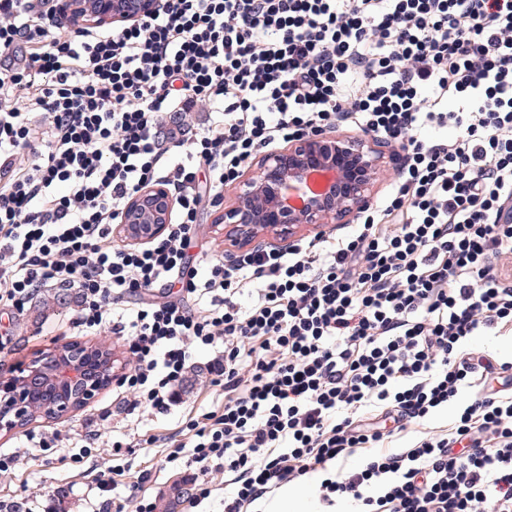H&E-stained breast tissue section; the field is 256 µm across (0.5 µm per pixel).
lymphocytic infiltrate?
Segmentation results:
<instances>
[{"label":"lymphocytic infiltrate","instance_id":"1","mask_svg":"<svg viewBox=\"0 0 512 512\" xmlns=\"http://www.w3.org/2000/svg\"><path fill=\"white\" fill-rule=\"evenodd\" d=\"M57 10L0 0V306L76 289L75 328L129 339L132 411L178 404L192 346L222 345L209 368L224 401L186 428L196 498L222 470L224 512L365 448L362 467L321 481L324 502L512 512V362L464 347L512 330L499 274L512 256V0H163L123 27L70 31ZM201 101V127L167 126ZM339 120L404 154L357 232L191 268L202 196L221 202L253 154ZM449 126L453 138L420 136ZM149 184L176 196V217L148 244L115 245ZM175 282L177 298L151 300ZM252 283L258 300L241 308ZM127 295L142 302L116 317ZM478 381L446 432L376 452ZM373 408L390 428L365 423Z\"/></svg>","mask_w":512,"mask_h":512}]
</instances>
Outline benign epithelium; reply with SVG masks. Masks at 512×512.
I'll return each mask as SVG.
<instances>
[{
    "label": "benign epithelium",
    "instance_id": "1",
    "mask_svg": "<svg viewBox=\"0 0 512 512\" xmlns=\"http://www.w3.org/2000/svg\"><path fill=\"white\" fill-rule=\"evenodd\" d=\"M159 0H62L59 14L74 23L120 25L155 12ZM380 139L351 138L337 131L301 136L265 154L233 188L231 204L218 216L224 225V257L231 258L265 234L293 245L305 227L345 224L370 206L384 159L394 155ZM334 172L320 193L288 204L286 190L313 172ZM176 200L162 185L139 190L126 203L116 234L133 245L160 236L171 223ZM124 363L102 345L68 343L0 374V432L25 427L41 415L57 419L85 407L118 378Z\"/></svg>",
    "mask_w": 512,
    "mask_h": 512
}]
</instances>
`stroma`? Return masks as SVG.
<instances>
[{"instance_id":"1","label":"stroma","mask_w":512,"mask_h":512,"mask_svg":"<svg viewBox=\"0 0 512 512\" xmlns=\"http://www.w3.org/2000/svg\"><path fill=\"white\" fill-rule=\"evenodd\" d=\"M218 212L210 198H203L196 241L188 251L190 264L201 266L223 255L224 228L215 222ZM75 317L73 291L58 293L51 287L40 289L23 312L0 317V328L9 332L8 343L0 348V372L71 342L107 344L117 358L132 363L125 337L113 335L107 327L88 334L78 332L72 325ZM215 353L212 347L194 349L182 401L167 412L150 408L129 412V393L114 383L70 417L50 422L39 418L24 429L0 434V454L18 459L13 473L0 475V501L11 504L13 512H51L59 492L65 496L63 512H103L108 502L124 504L125 512H137L142 499L159 502L173 482L184 480L189 469L185 458L168 460L166 449L147 445L146 440L153 435L178 437L190 414L221 402V389L206 368ZM479 394L476 386L463 390L424 421L408 425L399 437L385 441L383 451L448 429L463 404ZM56 435L61 441L53 449L39 447V439ZM132 437L141 440L140 448L113 449V442L124 444ZM115 467L124 469V476L114 490L100 491V472Z\"/></svg>"}]
</instances>
